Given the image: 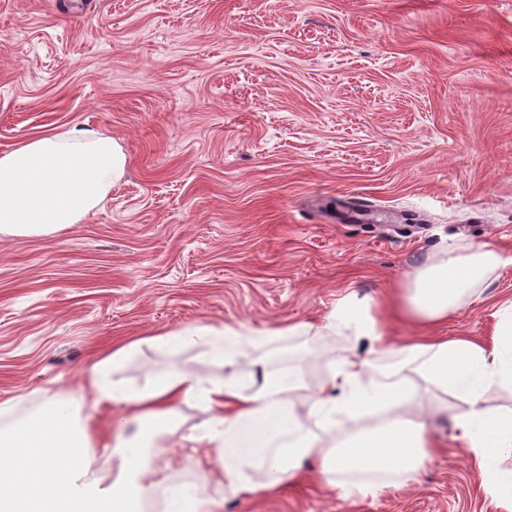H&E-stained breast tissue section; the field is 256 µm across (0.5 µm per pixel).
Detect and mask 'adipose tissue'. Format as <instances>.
Masks as SVG:
<instances>
[{
	"label": "adipose tissue",
	"mask_w": 512,
	"mask_h": 512,
	"mask_svg": "<svg viewBox=\"0 0 512 512\" xmlns=\"http://www.w3.org/2000/svg\"><path fill=\"white\" fill-rule=\"evenodd\" d=\"M125 165L112 137L92 130L43 135L0 152V234L46 236L80 223ZM511 261L488 243L460 245L446 260L414 272L397 299V312L424 325L441 323L487 274ZM381 308L378 302L346 297L328 316L330 328L353 321L367 350L361 357L338 359L302 415L285 401L300 384L297 373L264 372L254 389L235 370L271 330L252 335L224 326H188L159 337V344L171 347L203 340L226 370L220 380L181 371L151 374L127 386L115 381L113 372L135 356L136 347L117 349L91 368L83 390L44 398L33 412L0 427V512H149L159 495L164 512H218L226 496L261 498L294 483L310 457L327 483L343 477L348 495L377 494L383 483L358 484L350 474H399L410 480L441 450L423 416L411 412L415 394L403 378L407 370L460 400L452 417L456 439L472 451L484 487L512 505V469L502 465L512 456V415L485 405L489 388L512 392V299L496 307L489 346L467 336H433L380 348ZM382 352L390 362L379 383L373 370ZM88 398L97 406H118L122 414L103 448L117 466L105 493L92 481L75 486L77 475L94 461L90 423L77 418L78 405ZM188 401L213 411L203 437L215 454L199 461L200 481L173 486L168 482L172 461L162 442L178 405ZM374 408L384 411L383 423L351 434L343 445L321 448L306 433V420L332 433L344 422L364 420ZM259 466L264 477L258 482L250 472Z\"/></svg>",
	"instance_id": "obj_1"
}]
</instances>
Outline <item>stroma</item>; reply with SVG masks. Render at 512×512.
<instances>
[{
    "mask_svg": "<svg viewBox=\"0 0 512 512\" xmlns=\"http://www.w3.org/2000/svg\"><path fill=\"white\" fill-rule=\"evenodd\" d=\"M75 127L126 166L82 223L0 234V403L20 416L133 341L125 381L222 378L202 341L147 342L195 324H306L237 366L284 358L299 401L364 351L326 328L338 300L391 299L463 243L512 255V0H0V152ZM509 298L511 264L440 324L390 317L383 344L491 343ZM408 382L443 443L417 480L353 499L312 462L222 512H506L453 438L457 400ZM211 417L181 405L171 478L197 474L182 443Z\"/></svg>",
    "mask_w": 512,
    "mask_h": 512,
    "instance_id": "obj_1",
    "label": "stroma"
}]
</instances>
